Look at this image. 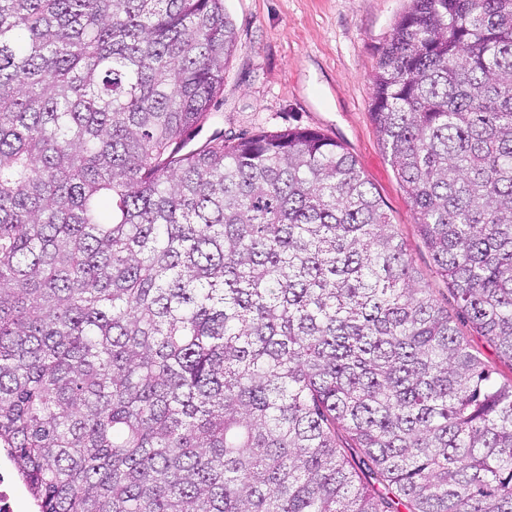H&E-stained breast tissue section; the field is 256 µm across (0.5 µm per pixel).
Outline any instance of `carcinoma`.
<instances>
[{"label":"carcinoma","instance_id":"cac0c4a2","mask_svg":"<svg viewBox=\"0 0 512 512\" xmlns=\"http://www.w3.org/2000/svg\"><path fill=\"white\" fill-rule=\"evenodd\" d=\"M411 2L372 119L512 361V0ZM236 49L224 0H0V451L37 512H512V379L354 158L190 146Z\"/></svg>","mask_w":512,"mask_h":512}]
</instances>
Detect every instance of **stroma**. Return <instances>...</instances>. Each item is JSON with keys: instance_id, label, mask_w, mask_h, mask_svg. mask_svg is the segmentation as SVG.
Returning a JSON list of instances; mask_svg holds the SVG:
<instances>
[{"instance_id": "35a3bbf8", "label": "stroma", "mask_w": 512, "mask_h": 512, "mask_svg": "<svg viewBox=\"0 0 512 512\" xmlns=\"http://www.w3.org/2000/svg\"><path fill=\"white\" fill-rule=\"evenodd\" d=\"M238 51L224 77L213 130L225 136L288 128L317 130L357 162L407 243L432 296L456 323L496 379H512V361L462 318L437 274L412 205L400 188L371 116V76L410 0H224Z\"/></svg>"}]
</instances>
